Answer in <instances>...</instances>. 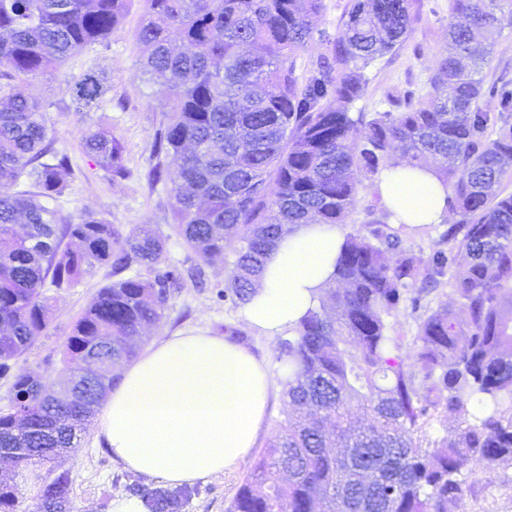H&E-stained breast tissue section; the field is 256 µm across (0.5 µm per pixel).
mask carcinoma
Instances as JSON below:
<instances>
[{"instance_id":"cac0c4a2","label":"carcinoma","mask_w":512,"mask_h":512,"mask_svg":"<svg viewBox=\"0 0 512 512\" xmlns=\"http://www.w3.org/2000/svg\"><path fill=\"white\" fill-rule=\"evenodd\" d=\"M128 2L0 0V90L105 39ZM145 2L136 38L164 108L148 180L159 183L163 160L176 161L171 234L201 263L162 269L169 236L95 214L74 222L49 207L67 189V157L37 102L0 93V375L45 334L44 289L70 288L95 266L110 267L113 280L64 341L62 371L72 376L97 378L87 354L104 340L114 361L133 359L130 341L161 320L169 295L187 279L203 282L233 243L224 298L245 303L294 225L346 223L363 179L390 165L399 146L414 166L437 161L458 220L425 257L391 227L392 213L368 207L366 233L348 234L337 261L341 287L281 340L279 359L293 370L288 423L228 512H464L473 477L512 469V193L500 189L512 169V82L481 78L512 10L503 0H449L464 23L448 26L456 52L436 61L432 92L417 101L411 91L390 94L392 109L355 114L366 71L406 42L417 0H351L334 32L312 28L324 0ZM315 33L321 51L300 77L293 55ZM109 90L104 73L85 74L72 88L75 111ZM485 98L497 117L482 109ZM81 146L106 177L123 176L112 132L90 128ZM23 177L35 192L13 191ZM445 283L466 316L429 306ZM401 310L416 322L412 366L402 337L390 334L388 317ZM118 381L114 374L90 397L62 399L70 383L17 371L0 448H22L25 470L79 447ZM450 414L457 426L448 434ZM34 479L71 503L69 472ZM126 493L147 512H185L198 490L135 481ZM22 499L17 485L0 483V512H19Z\"/></svg>"}]
</instances>
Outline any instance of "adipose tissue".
Returning a JSON list of instances; mask_svg holds the SVG:
<instances>
[{
	"label": "adipose tissue",
	"instance_id": "obj_1",
	"mask_svg": "<svg viewBox=\"0 0 512 512\" xmlns=\"http://www.w3.org/2000/svg\"><path fill=\"white\" fill-rule=\"evenodd\" d=\"M374 191L395 220L440 224L447 190L434 166L406 162L381 170ZM346 236L331 224H299L268 254L241 310L246 326L269 337L295 328L335 281ZM250 348L203 330L152 343L127 366L107 397L96 440L127 471L172 486L241 469L250 459L276 379Z\"/></svg>",
	"mask_w": 512,
	"mask_h": 512
}]
</instances>
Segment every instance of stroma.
<instances>
[{"label": "stroma", "mask_w": 512, "mask_h": 512, "mask_svg": "<svg viewBox=\"0 0 512 512\" xmlns=\"http://www.w3.org/2000/svg\"><path fill=\"white\" fill-rule=\"evenodd\" d=\"M417 19L404 46L386 55L369 71V85L356 107L365 112L388 109L389 91L410 89L416 95L430 92L429 76L433 61L448 55V26L454 18L448 0H419ZM145 13L144 0H130L122 23L103 41L85 48L58 69L34 80L18 79V86L40 102L54 128L56 149L67 154L69 188L56 204L64 216L79 220L93 213L126 228L148 224L168 232L172 199L168 182L150 186L147 179L155 133L163 119L161 96L141 64V48L136 40ZM104 72L110 91L106 101L88 112L74 111L71 88L86 72ZM103 127L112 131L123 147V177L110 180L95 168L83 152L80 141L86 128ZM227 269L217 264L207 267V284L186 285L168 298L160 322L145 330L139 349L180 331L205 330L223 335L225 326L243 333V341L260 357L277 363L279 338H269L248 329L240 310L224 301L221 293ZM109 270L98 267L80 283L65 290L46 289L50 322L44 336L17 361L18 368L51 380L62 378L59 351L73 324L98 288L109 282ZM95 423H88L81 434L79 448L51 463L38 465L37 473L49 469L69 471L73 479L72 512H111L112 501L134 481V474L112 459L107 448L94 440ZM241 474L220 475L198 482L199 493L185 512H227ZM487 512H512V490L498 476H476L474 493L465 508L477 506Z\"/></svg>", "instance_id": "35a3bbf8"}]
</instances>
